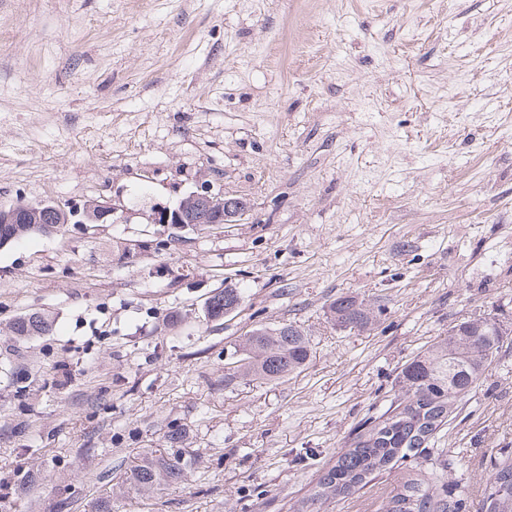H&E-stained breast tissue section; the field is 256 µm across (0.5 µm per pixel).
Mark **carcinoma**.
<instances>
[{"label":"carcinoma","instance_id":"obj_1","mask_svg":"<svg viewBox=\"0 0 512 512\" xmlns=\"http://www.w3.org/2000/svg\"><path fill=\"white\" fill-rule=\"evenodd\" d=\"M239 288H224L212 298L209 314L218 317L229 305H241ZM330 321L344 329L365 331L374 324L373 311L351 296L339 297L328 307ZM45 316L24 314L11 330L19 336L46 333ZM506 330L494 316L467 319L453 325L440 342L419 352L398 373V390L382 411L369 415L348 444L318 475L312 493L300 512H317L316 505L351 496L378 476L407 460L415 461L448 425L451 410H461L466 398L501 348ZM248 352L245 362L224 374V385L239 380H279L302 370L311 360L308 334L292 323L260 327L234 346ZM450 463L435 469L413 470L390 491L385 512H464V499L448 496L444 480ZM183 477L178 457L150 456L127 476L140 492ZM484 512H512V450L503 448L480 478Z\"/></svg>","mask_w":512,"mask_h":512}]
</instances>
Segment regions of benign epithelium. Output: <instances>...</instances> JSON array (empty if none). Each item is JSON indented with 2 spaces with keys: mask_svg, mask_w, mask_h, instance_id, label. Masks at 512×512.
Here are the masks:
<instances>
[{
  "mask_svg": "<svg viewBox=\"0 0 512 512\" xmlns=\"http://www.w3.org/2000/svg\"><path fill=\"white\" fill-rule=\"evenodd\" d=\"M45 203L18 202L7 208H0V235L7 233L11 225L25 224L33 229L52 227L41 221ZM247 212V205L237 198H221L207 190L191 192L178 206L163 208L154 212L156 224H182L195 228H211L223 224H234Z\"/></svg>",
  "mask_w": 512,
  "mask_h": 512,
  "instance_id": "benign-epithelium-1",
  "label": "benign epithelium"
}]
</instances>
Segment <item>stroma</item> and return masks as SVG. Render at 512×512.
Segmentation results:
<instances>
[{
	"mask_svg": "<svg viewBox=\"0 0 512 512\" xmlns=\"http://www.w3.org/2000/svg\"><path fill=\"white\" fill-rule=\"evenodd\" d=\"M204 185L244 219L153 223ZM20 200L117 212L0 248L7 512H297L402 365L491 314L501 351L426 452L480 512L512 448V0H0V206ZM224 286L244 302L207 321ZM341 296L373 330L329 321ZM31 311L52 331L16 339ZM282 323L308 366L225 385L231 345ZM158 453L184 476L141 495L126 474ZM406 472L320 512H384Z\"/></svg>",
	"mask_w": 512,
	"mask_h": 512,
	"instance_id": "1",
	"label": "stroma"
}]
</instances>
